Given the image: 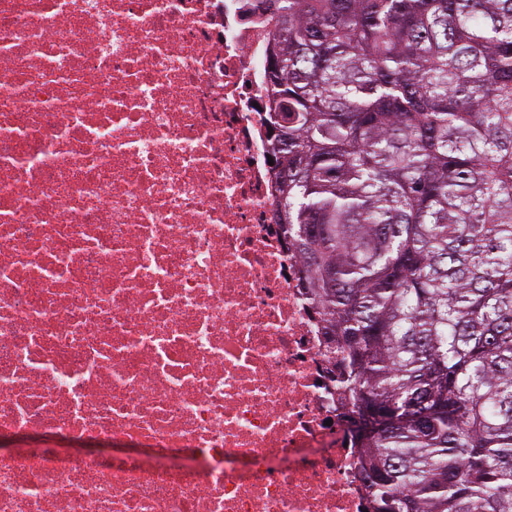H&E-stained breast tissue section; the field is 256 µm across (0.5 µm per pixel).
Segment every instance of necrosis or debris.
Segmentation results:
<instances>
[{"mask_svg": "<svg viewBox=\"0 0 512 512\" xmlns=\"http://www.w3.org/2000/svg\"><path fill=\"white\" fill-rule=\"evenodd\" d=\"M260 0H0V512H367L275 222Z\"/></svg>", "mask_w": 512, "mask_h": 512, "instance_id": "1", "label": "necrosis or debris"}]
</instances>
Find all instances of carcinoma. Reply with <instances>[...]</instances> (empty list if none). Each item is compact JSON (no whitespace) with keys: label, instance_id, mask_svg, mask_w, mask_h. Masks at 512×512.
Listing matches in <instances>:
<instances>
[{"label":"carcinoma","instance_id":"obj_1","mask_svg":"<svg viewBox=\"0 0 512 512\" xmlns=\"http://www.w3.org/2000/svg\"><path fill=\"white\" fill-rule=\"evenodd\" d=\"M278 224L372 512H512V0H263Z\"/></svg>","mask_w":512,"mask_h":512}]
</instances>
